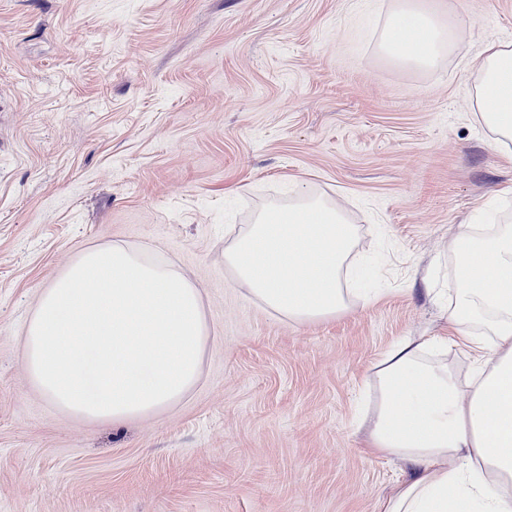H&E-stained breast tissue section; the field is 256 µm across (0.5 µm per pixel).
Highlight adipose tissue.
Here are the masks:
<instances>
[{
  "instance_id": "obj_1",
  "label": "adipose tissue",
  "mask_w": 512,
  "mask_h": 512,
  "mask_svg": "<svg viewBox=\"0 0 512 512\" xmlns=\"http://www.w3.org/2000/svg\"><path fill=\"white\" fill-rule=\"evenodd\" d=\"M380 51L429 69L459 46L427 0H395ZM475 107L512 153V44L490 39L476 62ZM359 232L334 199L306 187L268 200L224 241V267L250 299L305 325L360 300L349 283ZM449 249L448 323L471 357L460 381L438 337L408 336L371 366L373 454L411 464L377 512H512V225L464 227ZM212 339L199 288L176 264L121 243L85 249L39 294L24 326L32 385L60 411L121 425L180 403Z\"/></svg>"
}]
</instances>
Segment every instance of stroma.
I'll return each mask as SVG.
<instances>
[{"mask_svg":"<svg viewBox=\"0 0 512 512\" xmlns=\"http://www.w3.org/2000/svg\"><path fill=\"white\" fill-rule=\"evenodd\" d=\"M393 0H0V512H376L411 468L354 428L370 366L447 334L428 290L464 224L512 223V160L473 61L512 0H432L464 47L378 49ZM312 187L361 227L372 301L277 320L224 268V227ZM122 242L201 288L215 340L176 407L121 426L30 384L22 328L85 248Z\"/></svg>","mask_w":512,"mask_h":512,"instance_id":"1","label":"stroma"}]
</instances>
